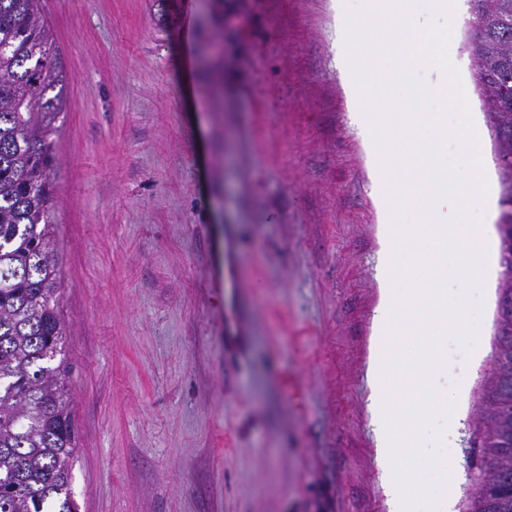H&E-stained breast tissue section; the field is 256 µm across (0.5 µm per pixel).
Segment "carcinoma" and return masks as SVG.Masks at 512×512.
I'll return each mask as SVG.
<instances>
[{"label": "carcinoma", "instance_id": "obj_1", "mask_svg": "<svg viewBox=\"0 0 512 512\" xmlns=\"http://www.w3.org/2000/svg\"><path fill=\"white\" fill-rule=\"evenodd\" d=\"M466 50L512 212V0H467ZM67 74L40 0H0V512H77V428L52 212ZM512 297V234L499 236ZM473 443L495 455L460 512H512V314L495 329Z\"/></svg>", "mask_w": 512, "mask_h": 512}]
</instances>
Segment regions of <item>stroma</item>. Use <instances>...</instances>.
I'll return each instance as SVG.
<instances>
[{"mask_svg": "<svg viewBox=\"0 0 512 512\" xmlns=\"http://www.w3.org/2000/svg\"><path fill=\"white\" fill-rule=\"evenodd\" d=\"M79 512H389L367 407L379 214L333 0H42ZM458 23L450 51L501 187ZM502 273L445 434L469 440Z\"/></svg>", "mask_w": 512, "mask_h": 512, "instance_id": "1", "label": "stroma"}]
</instances>
